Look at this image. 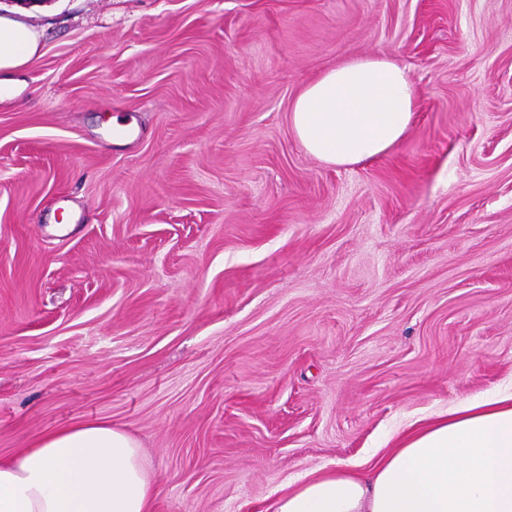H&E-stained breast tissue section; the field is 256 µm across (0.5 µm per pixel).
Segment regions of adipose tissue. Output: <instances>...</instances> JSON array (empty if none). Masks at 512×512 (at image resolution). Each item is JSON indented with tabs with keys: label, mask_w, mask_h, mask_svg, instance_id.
Instances as JSON below:
<instances>
[{
	"label": "adipose tissue",
	"mask_w": 512,
	"mask_h": 512,
	"mask_svg": "<svg viewBox=\"0 0 512 512\" xmlns=\"http://www.w3.org/2000/svg\"><path fill=\"white\" fill-rule=\"evenodd\" d=\"M34 33L0 17V103ZM417 104L404 67L352 58L305 84L291 110L305 150L346 167L379 158L409 130ZM157 482L137 440L95 420L51 430L0 459V512H152ZM272 512H512V393L464 402L398 439L369 471L312 473Z\"/></svg>",
	"instance_id": "obj_1"
}]
</instances>
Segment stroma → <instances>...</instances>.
Segmentation results:
<instances>
[{
  "mask_svg": "<svg viewBox=\"0 0 512 512\" xmlns=\"http://www.w3.org/2000/svg\"><path fill=\"white\" fill-rule=\"evenodd\" d=\"M0 458L107 420L154 512L280 488L512 386V0H0ZM417 107L331 167L290 123L356 56ZM125 118L131 136L112 133ZM35 51V35L29 28L0 17V103L12 100L16 94V81L9 72L24 65Z\"/></svg>",
  "mask_w": 512,
  "mask_h": 512,
  "instance_id": "stroma-1",
  "label": "stroma"
}]
</instances>
